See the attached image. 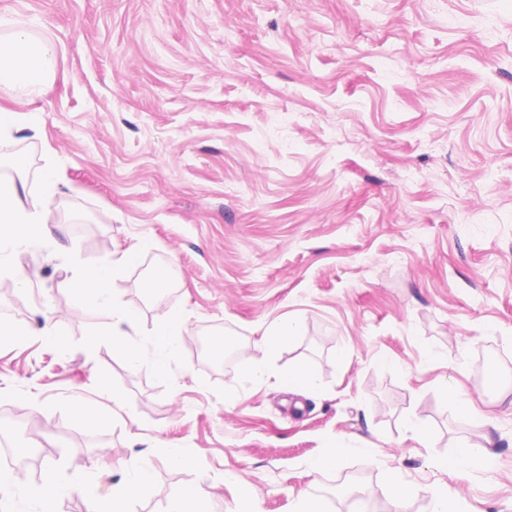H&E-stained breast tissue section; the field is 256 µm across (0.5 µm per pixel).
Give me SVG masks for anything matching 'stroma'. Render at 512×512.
Instances as JSON below:
<instances>
[{"mask_svg": "<svg viewBox=\"0 0 512 512\" xmlns=\"http://www.w3.org/2000/svg\"><path fill=\"white\" fill-rule=\"evenodd\" d=\"M0 17L57 51L36 121L0 138V177L21 153L31 194L59 178L52 237L0 249L31 278L0 288V415L38 417L27 483L94 512L145 463L129 512L190 484L213 512H348L331 493L357 474L394 512L396 473L407 512L442 486L460 512H512V0H0ZM108 257L135 326L83 316L66 286ZM173 311L166 376L113 348ZM288 317L259 383L193 344L250 349ZM291 364L319 389L283 388ZM450 384L491 417L492 469L437 465L470 435Z\"/></svg>", "mask_w": 512, "mask_h": 512, "instance_id": "35a3bbf8", "label": "stroma"}]
</instances>
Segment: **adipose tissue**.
I'll return each mask as SVG.
<instances>
[{"instance_id": "adipose-tissue-1", "label": "adipose tissue", "mask_w": 512, "mask_h": 512, "mask_svg": "<svg viewBox=\"0 0 512 512\" xmlns=\"http://www.w3.org/2000/svg\"><path fill=\"white\" fill-rule=\"evenodd\" d=\"M56 51L46 41L38 39L29 30L0 20V84L10 85L14 91V109L0 108V132L19 124V111L31 105L35 93L55 72ZM57 177L53 171L42 175V192L32 198L24 181L0 179V241H35L52 235L55 218ZM115 273L113 260L105 259L82 268L68 283L83 313L112 318L127 325H135L134 312L112 300L110 290ZM182 327L179 314H170L167 320L150 333L149 348L113 338L131 366L152 361L158 375H165L166 365L179 348L178 336ZM447 395L458 406L470 425L469 439L449 451L440 462L445 469H490L495 453L493 442L486 432L488 415L469 396L455 388H447Z\"/></svg>"}]
</instances>
